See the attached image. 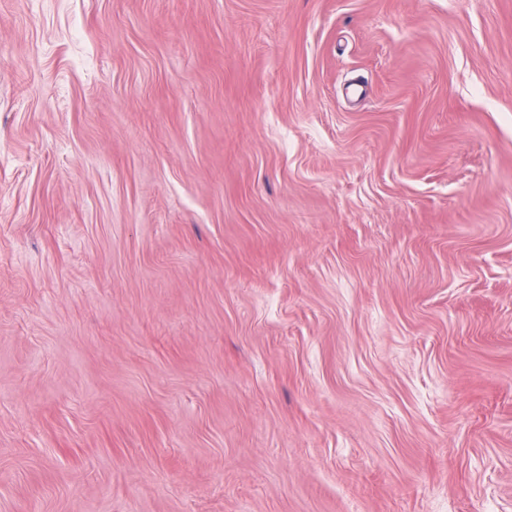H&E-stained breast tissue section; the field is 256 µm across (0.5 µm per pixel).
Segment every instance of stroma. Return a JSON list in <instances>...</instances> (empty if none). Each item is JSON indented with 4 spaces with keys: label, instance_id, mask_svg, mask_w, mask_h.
I'll list each match as a JSON object with an SVG mask.
<instances>
[{
    "label": "stroma",
    "instance_id": "1",
    "mask_svg": "<svg viewBox=\"0 0 512 512\" xmlns=\"http://www.w3.org/2000/svg\"><path fill=\"white\" fill-rule=\"evenodd\" d=\"M0 512H512V0H0Z\"/></svg>",
    "mask_w": 512,
    "mask_h": 512
}]
</instances>
